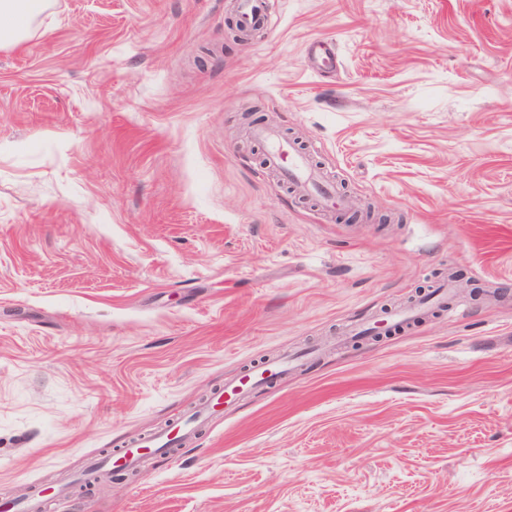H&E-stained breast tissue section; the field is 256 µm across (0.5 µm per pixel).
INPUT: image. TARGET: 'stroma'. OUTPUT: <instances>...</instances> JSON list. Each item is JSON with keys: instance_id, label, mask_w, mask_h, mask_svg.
Wrapping results in <instances>:
<instances>
[{"instance_id": "stroma-1", "label": "stroma", "mask_w": 512, "mask_h": 512, "mask_svg": "<svg viewBox=\"0 0 512 512\" xmlns=\"http://www.w3.org/2000/svg\"><path fill=\"white\" fill-rule=\"evenodd\" d=\"M275 10L240 40L236 0H51L0 50V501L512 512V0ZM254 124L372 217L264 170ZM452 274L421 322L346 336ZM303 353L133 475L65 491ZM290 363L291 361L288 360V358H285L278 363L264 368L259 367L256 371L250 373L237 383H228L224 386V404L233 402L236 398L247 392L252 387H259L264 383L274 381L281 373L288 369Z\"/></svg>"}]
</instances>
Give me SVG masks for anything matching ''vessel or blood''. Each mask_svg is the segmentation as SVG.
Instances as JSON below:
<instances>
[{
    "label": "vessel or blood",
    "mask_w": 512,
    "mask_h": 512,
    "mask_svg": "<svg viewBox=\"0 0 512 512\" xmlns=\"http://www.w3.org/2000/svg\"><path fill=\"white\" fill-rule=\"evenodd\" d=\"M274 0H237V24L239 29L249 32L270 22ZM255 136L261 143L266 166L277 172L287 183L300 188L318 202L322 210H344L348 201L336 184L327 180L313 164L309 154L292 141L271 127H260ZM448 299V287L441 284L433 288L430 295L422 302L411 307L393 312L384 322L354 324L349 329L353 336H375L385 332L386 328L419 317L427 309L445 303ZM289 366L288 361L257 369L238 382H231L224 387L225 402H233L250 388L274 381ZM212 413L211 407H204L191 414L176 427L161 434L141 439L132 447L125 449L121 458L125 465H135L147 452L158 453L188 439L193 425Z\"/></svg>",
    "instance_id": "obj_1"
}]
</instances>
